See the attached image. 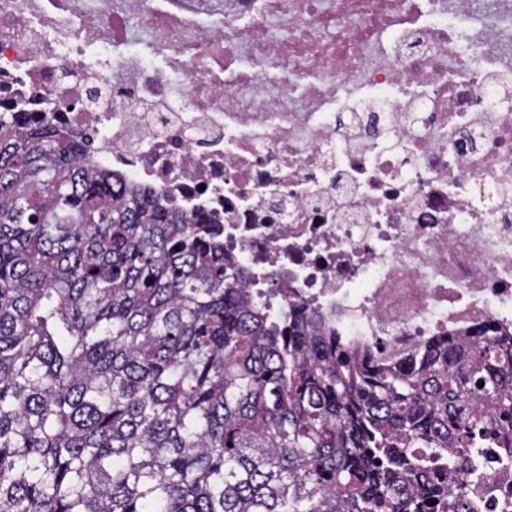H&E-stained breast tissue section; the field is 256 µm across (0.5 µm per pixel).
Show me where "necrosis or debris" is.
<instances>
[{"mask_svg": "<svg viewBox=\"0 0 512 512\" xmlns=\"http://www.w3.org/2000/svg\"><path fill=\"white\" fill-rule=\"evenodd\" d=\"M512 0H0V120L215 225L254 298L405 370L512 334ZM459 512H512V448Z\"/></svg>", "mask_w": 512, "mask_h": 512, "instance_id": "1", "label": "necrosis or debris"}]
</instances>
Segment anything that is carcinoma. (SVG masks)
Segmentation results:
<instances>
[{
	"mask_svg": "<svg viewBox=\"0 0 512 512\" xmlns=\"http://www.w3.org/2000/svg\"><path fill=\"white\" fill-rule=\"evenodd\" d=\"M241 277L211 225L0 121V512H433L435 460L509 444L496 328L367 369Z\"/></svg>",
	"mask_w": 512,
	"mask_h": 512,
	"instance_id": "1",
	"label": "carcinoma"
}]
</instances>
